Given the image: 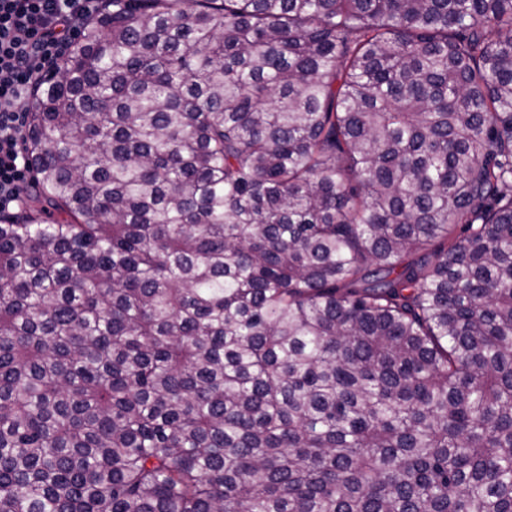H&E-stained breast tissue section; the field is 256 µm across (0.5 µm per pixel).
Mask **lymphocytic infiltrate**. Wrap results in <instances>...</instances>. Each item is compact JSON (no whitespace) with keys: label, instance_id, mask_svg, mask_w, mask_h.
Wrapping results in <instances>:
<instances>
[{"label":"lymphocytic infiltrate","instance_id":"1","mask_svg":"<svg viewBox=\"0 0 512 512\" xmlns=\"http://www.w3.org/2000/svg\"><path fill=\"white\" fill-rule=\"evenodd\" d=\"M100 0H0V218L19 206L31 172L25 125L32 89L73 45Z\"/></svg>","mask_w":512,"mask_h":512}]
</instances>
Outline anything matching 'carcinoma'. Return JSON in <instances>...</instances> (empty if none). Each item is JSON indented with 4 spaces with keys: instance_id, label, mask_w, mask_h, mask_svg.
I'll return each instance as SVG.
<instances>
[{
    "instance_id": "cac0c4a2",
    "label": "carcinoma",
    "mask_w": 512,
    "mask_h": 512,
    "mask_svg": "<svg viewBox=\"0 0 512 512\" xmlns=\"http://www.w3.org/2000/svg\"><path fill=\"white\" fill-rule=\"evenodd\" d=\"M0 223V512H512V0H102Z\"/></svg>"
}]
</instances>
